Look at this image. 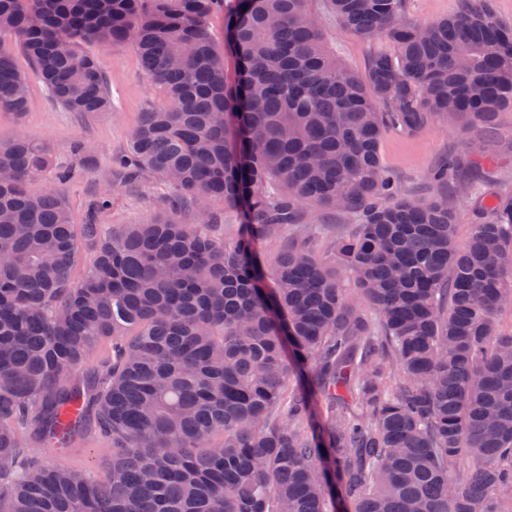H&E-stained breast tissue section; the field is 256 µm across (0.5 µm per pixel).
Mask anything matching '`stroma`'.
<instances>
[{"label": "stroma", "instance_id": "stroma-1", "mask_svg": "<svg viewBox=\"0 0 512 512\" xmlns=\"http://www.w3.org/2000/svg\"><path fill=\"white\" fill-rule=\"evenodd\" d=\"M327 39L337 57L354 73H364L370 55L386 49L383 41L369 43L341 31L333 23L325 25ZM112 91L114 111L81 117L65 111L51 99L44 85L31 76L30 64L22 53H15L18 68L30 76L31 109L24 117L0 109V143L26 135L46 144L55 164L72 168L74 179L62 188L74 224H83L90 207L101 194L111 193L112 204L99 213L104 231L123 224L142 223L167 210L168 185L150 177L121 182L112 166L113 159L127 151L130 133L148 105L163 103L164 97L141 68L134 50L128 46L99 47L95 50ZM83 145L84 155L74 152ZM382 161L394 171L403 187L422 194L426 173L443 156H455L462 167L482 165L487 176L472 193L452 198L459 219L458 242L470 233L474 211L489 188L512 189V111L498 114L492 131L467 123L453 127L432 124L416 134L386 131L380 144ZM112 456L104 438L93 435L78 441L59 455L65 466L102 472Z\"/></svg>", "mask_w": 512, "mask_h": 512}]
</instances>
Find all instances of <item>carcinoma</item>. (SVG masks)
Returning <instances> with one entry per match:
<instances>
[{
  "label": "carcinoma",
  "instance_id": "1",
  "mask_svg": "<svg viewBox=\"0 0 512 512\" xmlns=\"http://www.w3.org/2000/svg\"><path fill=\"white\" fill-rule=\"evenodd\" d=\"M310 2L0 0V41L68 112L112 111L85 45L133 48L166 103L121 164L199 213L106 233L89 212L95 259L75 282L68 203L33 189L69 171L40 142L0 143V512H512V191L485 194L461 245L440 189L456 162L413 197L379 151L388 127L512 111V26L492 0L425 24L406 0H322L391 45L359 75ZM30 106L0 48V109ZM216 200L239 216L233 240L208 232ZM309 206L354 220L326 255ZM286 227L266 264L254 242ZM108 338L112 360L78 376ZM92 432L112 445L100 478L29 454Z\"/></svg>",
  "mask_w": 512,
  "mask_h": 512
}]
</instances>
